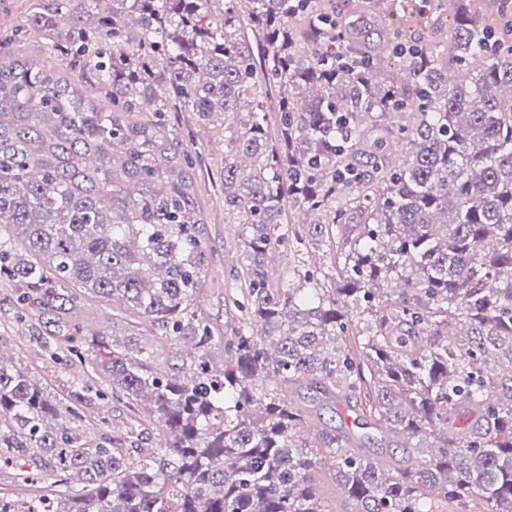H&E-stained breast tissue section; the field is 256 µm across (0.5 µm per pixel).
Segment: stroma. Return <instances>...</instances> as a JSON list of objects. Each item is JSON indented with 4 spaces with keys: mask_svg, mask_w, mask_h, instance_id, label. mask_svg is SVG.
<instances>
[{
    "mask_svg": "<svg viewBox=\"0 0 512 512\" xmlns=\"http://www.w3.org/2000/svg\"><path fill=\"white\" fill-rule=\"evenodd\" d=\"M38 0H0V49L15 57H27L41 64L60 66L55 39L27 30L26 19ZM162 120L169 136L187 146L197 161L195 190L204 217V236L210 245L205 286L192 305L196 318L207 324L214 336L207 355L215 370L224 368V338L230 335L242 315V299L236 291V274L244 258L235 218L224 211V137L218 122L200 121L192 113L171 109ZM322 275L336 272L331 247L309 251L285 246L268 258L270 279L284 288H301L305 282L294 276L297 265ZM66 288L46 282L38 290L21 287L8 273H0V350L7 360L29 371L51 395L66 399L79 386L99 390L101 397L84 409L75 428L82 439L112 446L125 438L132 408L126 401L109 396L104 380L81 364L66 350L55 347L64 330L49 296L66 295ZM70 317L86 333L113 332L118 345L133 344L151 352L155 365L168 374L187 368L194 343L165 332L152 319L129 316L111 302L77 298L69 304Z\"/></svg>",
    "mask_w": 512,
    "mask_h": 512,
    "instance_id": "stroma-1",
    "label": "stroma"
}]
</instances>
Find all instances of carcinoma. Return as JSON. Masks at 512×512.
Returning a JSON list of instances; mask_svg holds the SVG:
<instances>
[{
	"instance_id": "1",
	"label": "carcinoma",
	"mask_w": 512,
	"mask_h": 512,
	"mask_svg": "<svg viewBox=\"0 0 512 512\" xmlns=\"http://www.w3.org/2000/svg\"><path fill=\"white\" fill-rule=\"evenodd\" d=\"M396 6L437 36L391 27L383 49H363L327 0H49L29 17L35 32L65 31L77 80L112 108L0 55V228L28 255L10 275L117 302L199 354L165 376L142 347L91 340L93 371L162 448L80 440L72 421L96 393L62 405L0 358V463L25 484L57 476L23 511L0 496V512H512V9L369 10ZM144 102L153 118L138 120ZM172 107L223 117L246 317L220 375L191 310L209 246L193 162L161 123ZM382 120L405 160L359 163ZM295 207L316 214L302 235L284 229ZM354 218L361 232L336 247L338 279L315 288L318 303L271 284L269 254L327 243ZM308 386L334 403L363 395L355 421L403 436L401 456L334 430L309 442L311 410L287 400ZM463 408L476 415L460 425Z\"/></svg>"
}]
</instances>
